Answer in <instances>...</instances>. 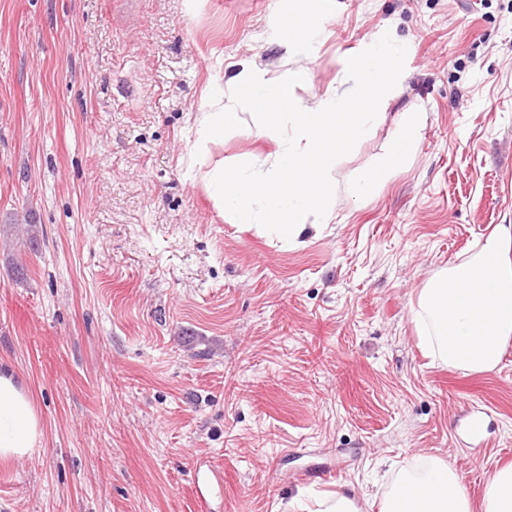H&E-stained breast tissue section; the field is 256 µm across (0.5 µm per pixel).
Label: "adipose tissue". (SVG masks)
<instances>
[{
  "instance_id": "1",
  "label": "adipose tissue",
  "mask_w": 512,
  "mask_h": 512,
  "mask_svg": "<svg viewBox=\"0 0 512 512\" xmlns=\"http://www.w3.org/2000/svg\"><path fill=\"white\" fill-rule=\"evenodd\" d=\"M424 127L419 112L405 113L383 154L363 179L375 189L414 155ZM44 435L43 423L21 378L0 367V458L27 456ZM380 512H472L461 490V478L437 457L425 458L421 468L399 476L380 502Z\"/></svg>"
}]
</instances>
